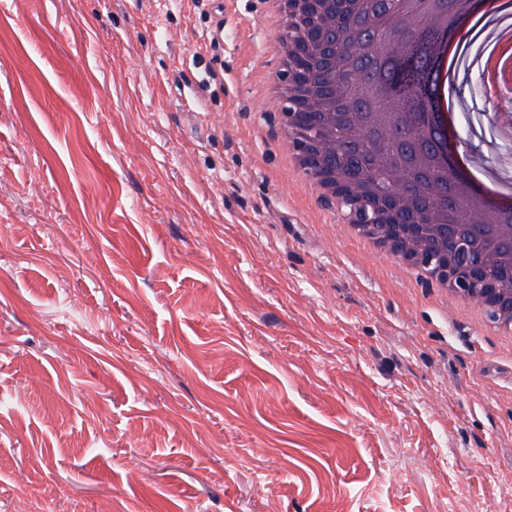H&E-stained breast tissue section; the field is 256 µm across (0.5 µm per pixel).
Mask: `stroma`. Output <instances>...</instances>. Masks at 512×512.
I'll return each mask as SVG.
<instances>
[{"instance_id":"obj_1","label":"stroma","mask_w":512,"mask_h":512,"mask_svg":"<svg viewBox=\"0 0 512 512\" xmlns=\"http://www.w3.org/2000/svg\"><path fill=\"white\" fill-rule=\"evenodd\" d=\"M281 36L0 0V512H512V342L292 175Z\"/></svg>"}]
</instances>
